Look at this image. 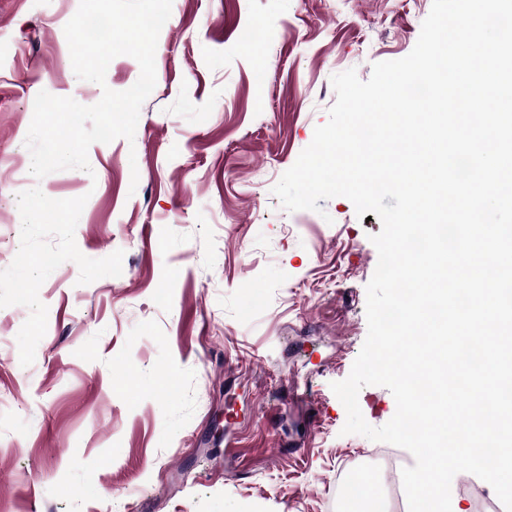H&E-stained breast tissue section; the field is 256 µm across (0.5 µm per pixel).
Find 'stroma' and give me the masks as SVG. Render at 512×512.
<instances>
[{
	"instance_id": "1",
	"label": "stroma",
	"mask_w": 512,
	"mask_h": 512,
	"mask_svg": "<svg viewBox=\"0 0 512 512\" xmlns=\"http://www.w3.org/2000/svg\"><path fill=\"white\" fill-rule=\"evenodd\" d=\"M79 0H0V270L20 247L17 195L86 196L75 229L128 275L44 281L47 331L22 366L28 308H0V512H336V473L376 441L342 434L331 389L367 337L379 218L350 200L290 212L272 193L328 119L334 74L414 48L432 0H172L133 139L92 144L90 171L31 177L40 91L90 106L64 34ZM259 25V53L238 40ZM374 427L396 412L363 387Z\"/></svg>"
}]
</instances>
